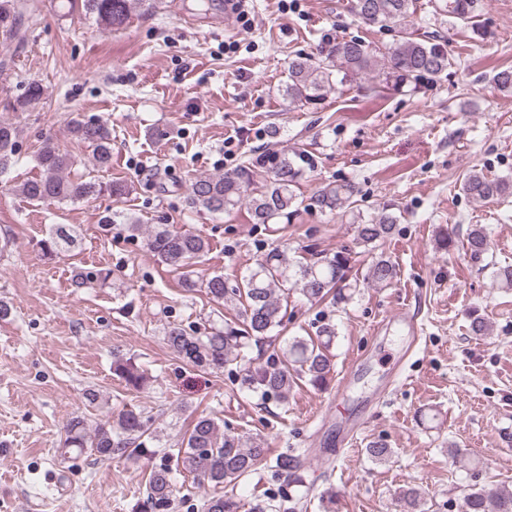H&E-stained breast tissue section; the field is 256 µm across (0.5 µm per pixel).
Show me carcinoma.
Instances as JSON below:
<instances>
[{"label": "carcinoma", "instance_id": "carcinoma-1", "mask_svg": "<svg viewBox=\"0 0 512 512\" xmlns=\"http://www.w3.org/2000/svg\"><path fill=\"white\" fill-rule=\"evenodd\" d=\"M164 0H64L61 7L72 12L77 6L93 15L110 29L122 27L131 10L141 8L155 11ZM414 0H354L353 10L366 25L389 27L395 32L393 42L379 47L361 39L338 40L327 44L319 56L300 54L288 66V82L284 96L288 103L309 107L319 103L327 92L346 82L352 75L366 74L376 88L398 89L407 84L435 81L452 65L444 46L435 39L419 37L408 28ZM439 11L463 23L474 18V0H442ZM31 18L28 0H0V34L7 39L23 36L26 22ZM42 97L39 85L28 86L24 97L12 110H23ZM70 134L92 151V160L99 169L109 167L112 160V131L99 119L74 120ZM17 128L0 122V174L6 173L15 155ZM40 174L20 183L17 192L30 201L74 202L96 198L102 194L121 196V184L103 183L93 178H73L70 171L78 165L76 156L63 152L52 141H46L36 156ZM302 175L296 161L284 153L276 157L265 183L257 184L247 166L228 174L201 176L191 185L190 207L212 214H229L246 205L255 224H287L299 207L317 209L330 215H340L353 204L356 187L349 183H328L316 190L308 203L299 200L295 187ZM463 191L475 200L506 197L512 194V183L489 179L481 173H471L463 182ZM397 216L383 212L357 226V240L369 246L384 242L393 232ZM130 236L142 237L144 249L158 263L172 271L182 272V285L188 291L205 290L209 298L220 304L228 293L224 276L193 278L187 271L193 262L205 257L210 244L204 237L190 231H177L168 224H128ZM78 244L76 231L70 224L51 225L47 238L39 242L42 254L48 258L73 251ZM489 248L485 230L476 225L469 230L466 249L474 257ZM352 256L349 250L320 253L314 260L292 261L277 247L271 248L248 269L234 293L245 298L244 320L237 328L229 323L200 332L187 331L171 325L165 332L169 348L183 361L202 369H222L245 357L249 341L260 340L282 326L285 314L283 300L288 288H296L310 302H329L339 305L349 300L360 287L349 277ZM397 277L395 264L384 254L372 258L365 281L379 286L390 285ZM336 329L326 323L317 338L295 336L283 351L280 364L257 366L246 371L244 384L265 395L282 401L297 376L309 377L312 386H327L332 371L330 347ZM114 371L131 389L140 391L147 386L148 377L135 367L118 360ZM151 435L148 422L135 409H123L90 426L79 417L64 426L63 447L77 454H88L99 460H110L118 453L148 455L145 437ZM269 448L265 442L224 435L220 426L209 416H198L187 437L181 441L177 460L193 474L200 485L224 489L256 471L267 461ZM274 471L287 474L293 482H304V468L299 456L286 450L275 458ZM148 491L145 512H173L179 503L166 465L154 467L147 479ZM241 505L225 494L205 493L197 512H239ZM300 502L293 498L258 499L251 512H299ZM463 512H512V491L473 489L464 496Z\"/></svg>", "mask_w": 512, "mask_h": 512}]
</instances>
